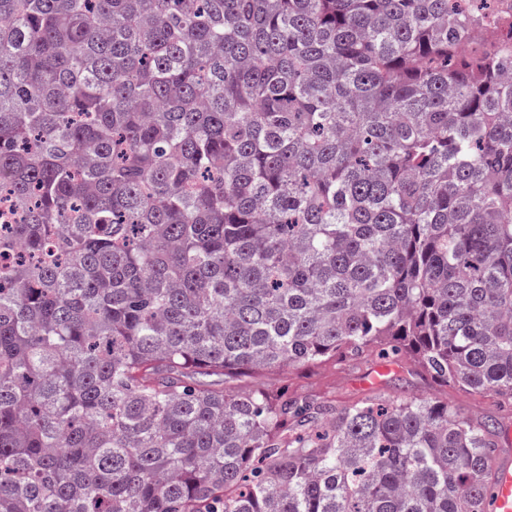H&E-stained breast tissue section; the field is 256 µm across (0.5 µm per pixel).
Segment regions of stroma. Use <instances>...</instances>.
<instances>
[{
  "label": "stroma",
  "mask_w": 512,
  "mask_h": 512,
  "mask_svg": "<svg viewBox=\"0 0 512 512\" xmlns=\"http://www.w3.org/2000/svg\"><path fill=\"white\" fill-rule=\"evenodd\" d=\"M383 364L379 356H361L321 365L294 366L227 379L236 391L288 392L294 398H321L339 403L368 397L388 399L418 398L449 403L457 412L476 422L496 427H512V404L492 393H476L454 385H442L408 362H395L380 385L368 380Z\"/></svg>",
  "instance_id": "35a3bbf8"
}]
</instances>
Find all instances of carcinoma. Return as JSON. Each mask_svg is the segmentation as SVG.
Instances as JSON below:
<instances>
[{
  "label": "carcinoma",
  "instance_id": "obj_1",
  "mask_svg": "<svg viewBox=\"0 0 512 512\" xmlns=\"http://www.w3.org/2000/svg\"><path fill=\"white\" fill-rule=\"evenodd\" d=\"M0 0V512H487L499 430L210 380L382 346L512 402V14Z\"/></svg>",
  "mask_w": 512,
  "mask_h": 512
}]
</instances>
